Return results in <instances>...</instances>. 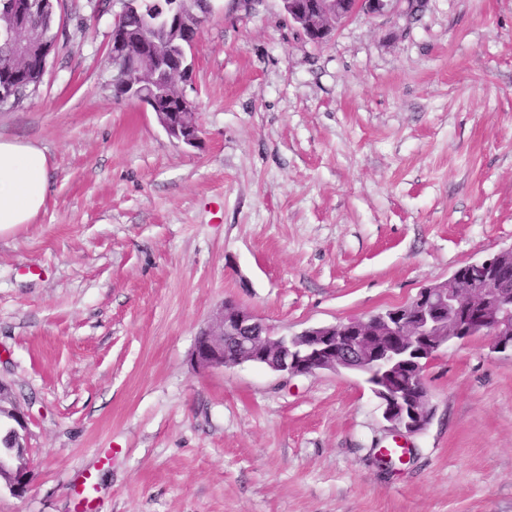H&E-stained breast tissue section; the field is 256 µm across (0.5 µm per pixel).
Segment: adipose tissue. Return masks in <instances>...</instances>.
I'll return each instance as SVG.
<instances>
[{
  "label": "adipose tissue",
  "mask_w": 512,
  "mask_h": 512,
  "mask_svg": "<svg viewBox=\"0 0 512 512\" xmlns=\"http://www.w3.org/2000/svg\"><path fill=\"white\" fill-rule=\"evenodd\" d=\"M49 191L48 159L29 144L0 141V232L28 224Z\"/></svg>",
  "instance_id": "ef3b65f1"
}]
</instances>
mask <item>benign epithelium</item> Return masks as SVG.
<instances>
[{
	"instance_id": "7a95c632",
	"label": "benign epithelium",
	"mask_w": 512,
	"mask_h": 512,
	"mask_svg": "<svg viewBox=\"0 0 512 512\" xmlns=\"http://www.w3.org/2000/svg\"><path fill=\"white\" fill-rule=\"evenodd\" d=\"M288 23L315 42L327 41L336 26L358 14L379 17L400 12L407 17L426 0H282ZM129 0L112 21L109 55L122 64L119 86L145 109L177 143L194 147L200 140L197 106L183 84L191 66L188 54L197 38L191 36L185 14L192 9L181 0L172 18L173 39L181 55L170 69L168 57L151 29L132 32L124 23ZM44 8L42 0H0V34L14 49L7 77L0 80V101L15 95L19 64L36 58L46 67L55 42L30 27L26 16ZM477 267L485 273L478 287L470 275ZM486 336L498 353L512 355V247L465 264L448 280L420 289L416 297L365 319L305 328L279 335L249 309L226 300L196 338L192 358L201 370L228 369L251 362L286 375H317L326 371H354L383 382L372 388L388 430L401 438L424 431L432 406L425 371L442 348ZM10 402L7 416L19 447H26V414L12 402L0 382V402Z\"/></svg>"
}]
</instances>
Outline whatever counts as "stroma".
Instances as JSON below:
<instances>
[{"label": "stroma", "instance_id": "35a3bbf8", "mask_svg": "<svg viewBox=\"0 0 512 512\" xmlns=\"http://www.w3.org/2000/svg\"><path fill=\"white\" fill-rule=\"evenodd\" d=\"M59 0L0 139L44 149L39 215L0 233V381L28 415L0 512H512V357L425 372L401 463L354 372L200 371L236 300L285 334L413 299L512 246V0L357 15L321 45L281 0H211L184 89L197 147L116 98L119 0Z\"/></svg>", "mask_w": 512, "mask_h": 512}]
</instances>
